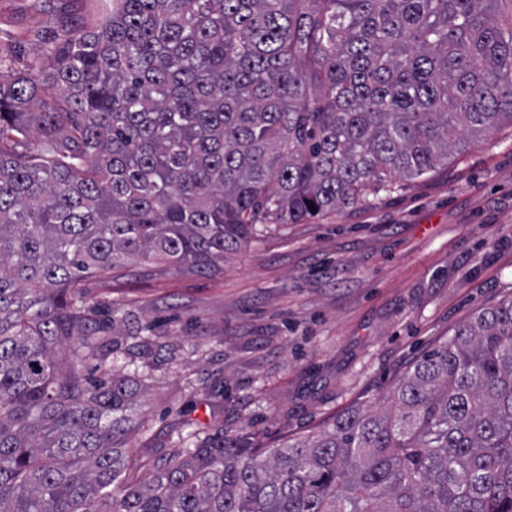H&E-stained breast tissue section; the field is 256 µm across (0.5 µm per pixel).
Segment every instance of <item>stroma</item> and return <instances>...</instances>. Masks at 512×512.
Listing matches in <instances>:
<instances>
[{
	"label": "stroma",
	"mask_w": 512,
	"mask_h": 512,
	"mask_svg": "<svg viewBox=\"0 0 512 512\" xmlns=\"http://www.w3.org/2000/svg\"><path fill=\"white\" fill-rule=\"evenodd\" d=\"M108 6L0 0V59L41 75L61 30L93 29ZM80 288L101 345L88 371L143 376L146 466L198 435L274 447L319 433L512 296V125L394 192L267 225L208 270L138 262Z\"/></svg>",
	"instance_id": "1"
}]
</instances>
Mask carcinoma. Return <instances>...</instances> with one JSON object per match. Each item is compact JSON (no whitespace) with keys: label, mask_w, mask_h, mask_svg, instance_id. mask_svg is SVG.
<instances>
[{"label":"carcinoma","mask_w":512,"mask_h":512,"mask_svg":"<svg viewBox=\"0 0 512 512\" xmlns=\"http://www.w3.org/2000/svg\"><path fill=\"white\" fill-rule=\"evenodd\" d=\"M40 79L0 63V512H512V297L278 448L130 457L80 282L209 268L512 125V0H111ZM37 125L41 139H29Z\"/></svg>","instance_id":"cac0c4a2"}]
</instances>
